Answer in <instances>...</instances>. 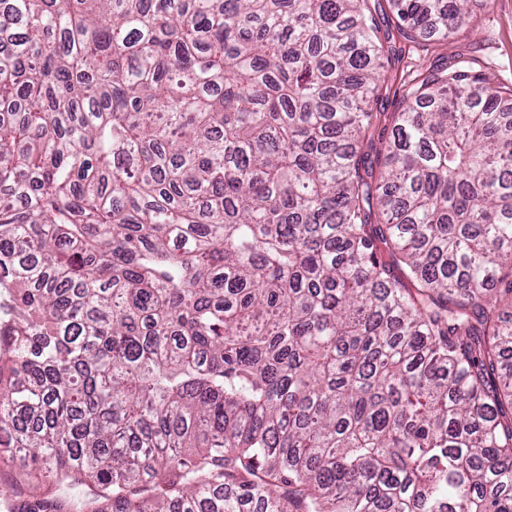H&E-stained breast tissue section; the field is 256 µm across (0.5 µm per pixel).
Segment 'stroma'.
<instances>
[{
	"label": "stroma",
	"mask_w": 512,
	"mask_h": 512,
	"mask_svg": "<svg viewBox=\"0 0 512 512\" xmlns=\"http://www.w3.org/2000/svg\"><path fill=\"white\" fill-rule=\"evenodd\" d=\"M382 35L389 38L383 59L382 82L373 111L392 115L398 111L406 82L428 73L450 55L470 61L475 69L489 72L495 81L512 86V0H484L476 8L466 30L447 41L412 40L397 28L390 0H369Z\"/></svg>",
	"instance_id": "1"
}]
</instances>
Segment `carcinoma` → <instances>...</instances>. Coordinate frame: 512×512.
<instances>
[{
	"mask_svg": "<svg viewBox=\"0 0 512 512\" xmlns=\"http://www.w3.org/2000/svg\"><path fill=\"white\" fill-rule=\"evenodd\" d=\"M475 0H391L412 39ZM0 512H512V88L369 111L368 0H0Z\"/></svg>",
	"mask_w": 512,
	"mask_h": 512,
	"instance_id": "1",
	"label": "carcinoma"
}]
</instances>
